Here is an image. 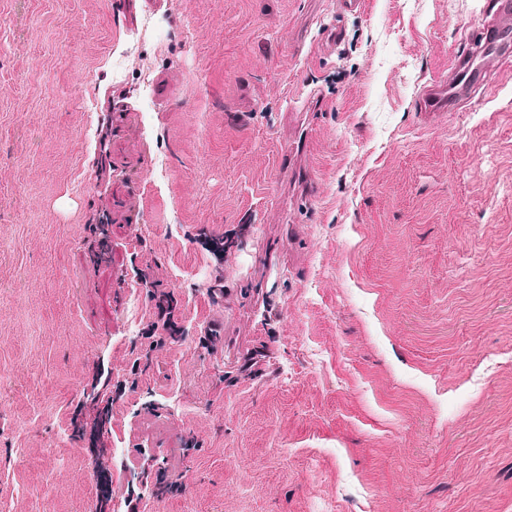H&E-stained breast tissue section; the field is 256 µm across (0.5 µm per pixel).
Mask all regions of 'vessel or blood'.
<instances>
[{"label": "vessel or blood", "instance_id": "b4317fda", "mask_svg": "<svg viewBox=\"0 0 512 512\" xmlns=\"http://www.w3.org/2000/svg\"><path fill=\"white\" fill-rule=\"evenodd\" d=\"M497 20L481 26L475 49L456 58L447 80L432 84L420 101L424 112L457 109L475 93L481 80L487 79L499 61L512 56V0H496Z\"/></svg>", "mask_w": 512, "mask_h": 512}]
</instances>
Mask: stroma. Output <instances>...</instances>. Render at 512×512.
<instances>
[{
    "instance_id": "35a3bbf8",
    "label": "stroma",
    "mask_w": 512,
    "mask_h": 512,
    "mask_svg": "<svg viewBox=\"0 0 512 512\" xmlns=\"http://www.w3.org/2000/svg\"><path fill=\"white\" fill-rule=\"evenodd\" d=\"M494 2L0 0V512H512ZM495 23L478 28L479 45L474 42L469 52L456 58L448 74V80L435 82L420 101V111L446 112L457 109L460 103L478 89L479 79L486 82L489 73L495 70L499 61L510 57L512 34V1L497 0ZM479 55V63L473 67Z\"/></svg>"
}]
</instances>
